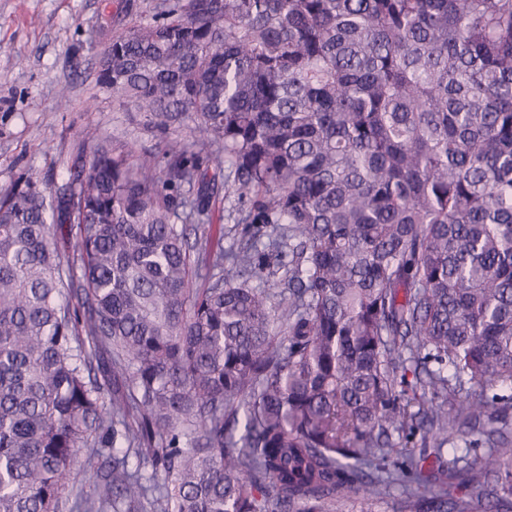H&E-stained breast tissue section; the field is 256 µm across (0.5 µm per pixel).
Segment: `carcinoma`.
<instances>
[{"instance_id": "obj_1", "label": "carcinoma", "mask_w": 512, "mask_h": 512, "mask_svg": "<svg viewBox=\"0 0 512 512\" xmlns=\"http://www.w3.org/2000/svg\"><path fill=\"white\" fill-rule=\"evenodd\" d=\"M97 84L162 147L0 197V512H512V0H161ZM228 174L229 169L227 166L224 167V172L221 171L219 173L216 171V201L210 213L209 224H203L209 229V242L214 250L223 248L226 251L236 246L243 235L242 228L244 224H233V216L229 217L233 195L232 193H227L228 191L231 192L232 186V179H227Z\"/></svg>"}]
</instances>
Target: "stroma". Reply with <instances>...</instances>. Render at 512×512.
<instances>
[{
  "label": "stroma",
  "instance_id": "1",
  "mask_svg": "<svg viewBox=\"0 0 512 512\" xmlns=\"http://www.w3.org/2000/svg\"><path fill=\"white\" fill-rule=\"evenodd\" d=\"M157 2L133 0L124 12L120 0H0V195L27 173L43 187L64 182L76 142L90 128L137 153L159 152V138L140 114L117 111L96 84L104 44L149 18ZM216 183L209 242L227 250L242 227L230 215L231 180L220 172Z\"/></svg>",
  "mask_w": 512,
  "mask_h": 512
}]
</instances>
